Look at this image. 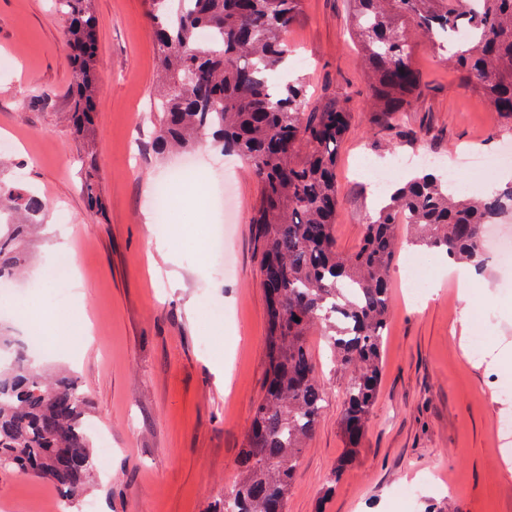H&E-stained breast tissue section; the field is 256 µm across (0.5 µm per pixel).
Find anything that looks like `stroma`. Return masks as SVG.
<instances>
[{
    "label": "stroma",
    "mask_w": 512,
    "mask_h": 512,
    "mask_svg": "<svg viewBox=\"0 0 512 512\" xmlns=\"http://www.w3.org/2000/svg\"><path fill=\"white\" fill-rule=\"evenodd\" d=\"M97 17L95 120L71 119L70 48L56 0H0V139L12 140L0 179H22L45 200V224L30 240L19 287L35 286L46 336L58 314L71 330L42 365L73 372L94 423L112 443L95 480L69 512H206L238 474L244 435L267 372V299L254 244L257 182L243 162L225 214L208 192L176 201V165H208L210 141L183 153L151 146L161 83L149 0H91ZM309 106L345 104L352 124L338 156L339 249L355 252L376 206L363 156L388 168L427 150L460 169L465 152L496 151L512 129L460 74L422 42L411 62L426 90L408 113L416 133L396 143L373 135L360 47L348 0H302L286 35ZM96 167L99 211L85 191ZM231 225L227 256L211 254L213 224ZM67 254L77 292L43 282L44 265ZM232 274H225V266ZM426 287L407 302L402 282ZM487 268L470 301L438 256L403 245L391 271L380 391L353 460L332 495L324 489L345 454L339 420L344 381L322 337L310 340L324 392L321 415L288 493V512H512V452L500 417L512 401V300ZM486 351L472 353L475 341ZM51 483L0 471V512H41Z\"/></svg>",
    "instance_id": "35a3bbf8"
}]
</instances>
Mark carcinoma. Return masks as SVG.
Masks as SVG:
<instances>
[{"instance_id":"1","label":"carcinoma","mask_w":512,"mask_h":512,"mask_svg":"<svg viewBox=\"0 0 512 512\" xmlns=\"http://www.w3.org/2000/svg\"><path fill=\"white\" fill-rule=\"evenodd\" d=\"M150 0L165 87L153 145L187 149L205 136L248 162L259 186L252 224L268 297L269 378L244 438L239 477L213 512H286L300 454L311 439L323 390L309 346L325 338L344 380L340 430L347 448L340 480L373 416L391 296L388 278L400 227L407 242L455 265L487 269L485 230L512 215V181L477 198L421 167L381 197L358 250H339L337 147L352 115L331 100L303 109L302 79L286 76V33L302 0ZM369 72L371 122L392 140L412 136L407 112L425 83L410 62L416 33L428 39L512 121V0H350ZM72 48L73 112L93 111L97 19L90 0H59ZM465 30L469 37L456 41ZM213 34L210 40L201 33ZM38 195L0 181V281L17 278L26 237L42 223ZM88 402L77 380L49 379L19 336L0 332V459L6 469L50 481L66 500L97 468Z\"/></svg>"}]
</instances>
